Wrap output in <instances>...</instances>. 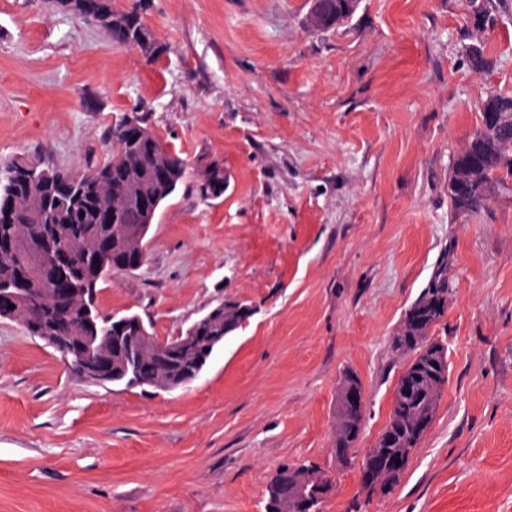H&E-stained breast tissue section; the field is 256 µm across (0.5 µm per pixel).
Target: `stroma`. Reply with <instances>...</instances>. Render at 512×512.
Returning <instances> with one entry per match:
<instances>
[{
	"label": "stroma",
	"instance_id": "stroma-1",
	"mask_svg": "<svg viewBox=\"0 0 512 512\" xmlns=\"http://www.w3.org/2000/svg\"><path fill=\"white\" fill-rule=\"evenodd\" d=\"M309 0H149L167 51L148 61L50 0H0V160L73 172L107 159L133 108L224 194L186 180L160 206L138 271L100 312L161 340L219 303L249 314L193 383L98 386L0 318V512H267L286 466L335 477L325 512H512V180L454 217L448 171L489 91L512 93V0L476 30L468 0H361L317 32ZM484 41L490 68L467 65ZM449 252L448 354L433 426L389 492L364 451L389 421L393 340ZM362 433L332 452L344 372ZM197 190L204 199H216L224 194V164L218 160H210L196 169Z\"/></svg>",
	"mask_w": 512,
	"mask_h": 512
}]
</instances>
